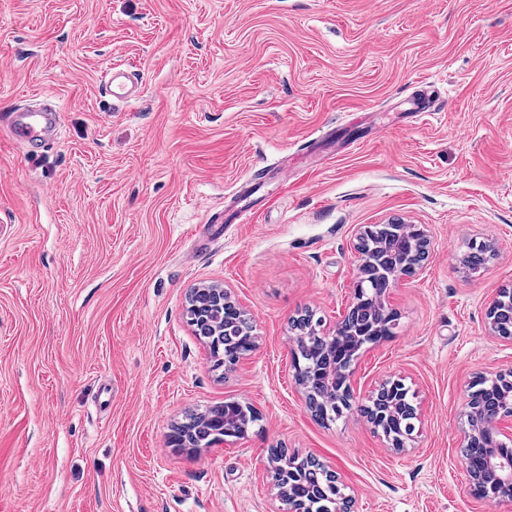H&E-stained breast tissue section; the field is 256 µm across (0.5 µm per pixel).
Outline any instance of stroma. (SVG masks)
<instances>
[{
  "instance_id": "obj_1",
  "label": "stroma",
  "mask_w": 512,
  "mask_h": 512,
  "mask_svg": "<svg viewBox=\"0 0 512 512\" xmlns=\"http://www.w3.org/2000/svg\"><path fill=\"white\" fill-rule=\"evenodd\" d=\"M110 63L139 98L106 95ZM45 100L58 141H11V109ZM259 168L266 206L216 224ZM396 219L428 259L354 358L353 410L320 420L289 321L333 330L356 234ZM475 240L497 252L471 273ZM210 284L255 328L229 371L187 315ZM504 287L512 0H0V512H281L275 448L336 470L354 512H512L469 495L462 452L471 382L512 368L485 326ZM390 377L419 410L401 451L358 410ZM229 400L259 417L244 438L170 444Z\"/></svg>"
}]
</instances>
